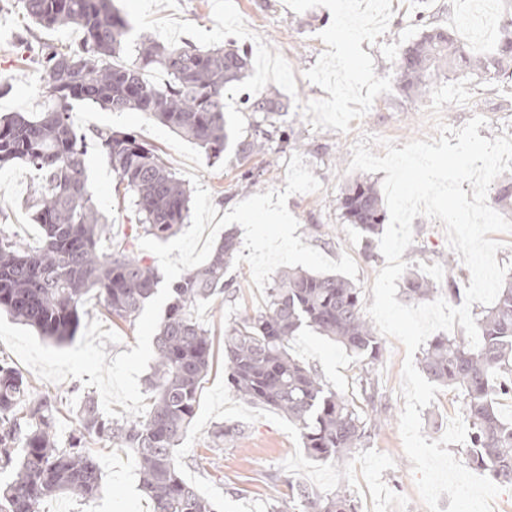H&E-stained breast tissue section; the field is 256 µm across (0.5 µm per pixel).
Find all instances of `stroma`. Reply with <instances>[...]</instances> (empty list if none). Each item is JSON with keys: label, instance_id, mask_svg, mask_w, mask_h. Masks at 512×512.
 Returning <instances> with one entry per match:
<instances>
[{"label": "stroma", "instance_id": "1", "mask_svg": "<svg viewBox=\"0 0 512 512\" xmlns=\"http://www.w3.org/2000/svg\"><path fill=\"white\" fill-rule=\"evenodd\" d=\"M234 4L252 33L251 38L235 39V46L251 52L257 41H264L270 52L283 56L294 71L297 93L292 96L280 92L279 97L287 103L288 110L274 118L276 125L290 132L289 141H274L263 153L248 157L230 146L220 159L214 160L198 145L140 112H111L78 103L72 109L73 123L86 134L102 128L135 131L158 151L180 180L196 174L222 214L251 197L253 192L284 190L290 158L300 154L321 187L288 198L287 208L299 224L297 234L303 244L332 260L349 254L358 269L354 284L362 291V304L370 306L372 285L385 259L378 243H367L358 228L343 222L338 207L342 190L356 177L348 169L354 144L362 135L372 134L389 139L400 148L414 139L437 138L442 124L458 130L477 112L486 115L485 126L478 130L481 137L491 140L512 133V78L494 74L471 77L467 85L469 101L444 105L436 120L430 115V97L410 99L395 87L378 96L363 118L352 120L349 131L316 130L303 117L299 106L326 96L304 73L326 49L319 34L332 22L330 11L315 7L297 13L288 7L286 0H234ZM391 9L393 15L387 31L376 42L361 45L373 57L375 73L380 77L393 75L401 48L419 38L420 18L454 27L465 2L392 0ZM30 31L37 40L62 46L77 45L81 39L80 32L71 28L30 29L12 0H0V73L12 78L11 91L0 96V113L35 112L43 100V76L31 62L30 51L24 50L20 42ZM87 166L94 202L110 220L108 233L100 243L101 250L111 251L117 244L138 249L143 232L136 225L132 204L119 203L114 194L117 178L111 164L102 152L93 149ZM249 173L260 181L257 190L246 187L245 176ZM38 182L37 171L27 164L0 168V226L14 234L24 248L37 247L41 242L40 229L27 209ZM412 227L413 242L402 255L409 270L440 289L448 270L452 269L457 273L459 289H466L470 272L449 248L442 222L420 216L414 219ZM225 278L232 284V295L216 294L193 309L194 318L211 337L213 359L198 390L195 416L178 449L185 480L212 500L219 512H267L270 504L287 494L292 482L322 496L346 490L357 512H427L418 495L412 464L404 452L399 431V417L405 403L400 394L406 357L404 346L385 336L379 339L381 356L372 371V379L386 410L376 414L363 400V363L359 357L307 328L290 339V356L315 367L327 387L353 404L371 425L366 444L353 449L343 459L314 460L304 451L300 434L287 417L244 399L227 384L224 332L242 311L260 309L264 302L252 283L247 263L230 266ZM95 320L121 338L120 343H106L108 356L130 351L135 346V323L113 321L98 295L92 292L81 307L80 321L87 324ZM23 374L34 394L47 393L56 399L58 435L68 437L76 426L73 410L80 403L85 386L71 378L59 383L47 382L28 368ZM462 405L460 390L441 387L434 402L421 412L424 435L431 440L439 439L451 412L461 411ZM222 425L243 426L244 433L214 444V434ZM93 454L102 475L99 494L91 499L72 494L51 496L44 500L42 512H151L126 452L99 445Z\"/></svg>", "mask_w": 512, "mask_h": 512}]
</instances>
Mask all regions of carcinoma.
<instances>
[{
  "label": "carcinoma",
  "mask_w": 512,
  "mask_h": 512,
  "mask_svg": "<svg viewBox=\"0 0 512 512\" xmlns=\"http://www.w3.org/2000/svg\"><path fill=\"white\" fill-rule=\"evenodd\" d=\"M17 5L41 28L82 32L76 48L42 42L36 50L33 62L47 81L40 111L0 117V166L22 162L40 172L31 208L44 231L40 246L25 250L0 228V311L63 344L76 336L89 292L99 295L113 319L131 322L159 283L155 269L128 249L100 250L107 222L93 200L89 149L97 147L108 157L144 233L161 240L177 234L191 202L186 185L135 132L99 129L92 139L78 132L72 121L74 104L144 112L218 159L230 140L224 90L246 76L249 56L233 46L167 47L143 37L135 45L136 58L125 62L120 52L131 26L114 0H17ZM155 69L167 75L160 85L146 78ZM511 70V35L497 42L492 54L474 55L454 30L430 23L418 40L401 49L396 79L405 96L423 97L449 74ZM282 109L272 87L251 104V111L267 115ZM278 131L258 124L249 139L237 143L238 151L262 152ZM491 203L512 204V178L495 185ZM339 209L344 222L370 240L386 220L382 199L368 180L348 185ZM237 251L236 234L229 229L207 261L172 286L155 336L156 359L141 416L113 418L88 393L78 408L77 428L63 442L56 431L55 402L48 395L30 397L27 378L0 359V472L11 475L0 485V512H40L44 499L59 493L97 496L101 476L92 448L100 442L127 449L151 512H219L182 477L177 451L194 418L197 391L212 356L211 338L192 309L218 291L230 292L224 274ZM432 294V285L418 274L404 278L406 299L424 301ZM361 307L360 289L343 277L287 271L269 288L265 308L241 312L224 334V369L231 388L285 415L315 460L347 456L369 430L343 396L288 355V342L304 327L336 341L366 359L369 387L380 345ZM478 328V347L439 337L428 344L420 365L431 380L462 391L463 415L471 429L470 460L486 475L512 484V423L503 422L495 407L496 396L512 393V381L495 382L512 372L511 278L478 319ZM288 488L291 494L276 501L270 512H356L344 491L323 497L292 483Z\"/></svg>",
  "instance_id": "1"
}]
</instances>
